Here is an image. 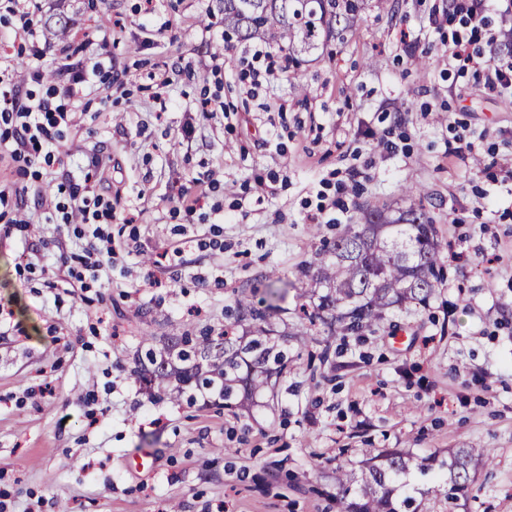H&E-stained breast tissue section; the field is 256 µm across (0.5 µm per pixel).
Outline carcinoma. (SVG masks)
I'll use <instances>...</instances> for the list:
<instances>
[{"label": "carcinoma", "mask_w": 512, "mask_h": 512, "mask_svg": "<svg viewBox=\"0 0 512 512\" xmlns=\"http://www.w3.org/2000/svg\"><path fill=\"white\" fill-rule=\"evenodd\" d=\"M362 0H220L224 30L241 42L264 40L288 53L286 78L299 77L305 57L330 38L350 30ZM361 223L336 238L311 275L317 297L314 318L333 334L373 333L394 309L425 307L435 293L441 244L432 219L420 208L391 211L366 206ZM286 290L270 283L258 309L240 299L233 321L218 338L169 336L165 349L181 366L165 363L149 348L135 358L137 373L153 387L193 402L210 390L224 406L246 400L288 366V353L262 326L279 309ZM490 464L483 448H458L446 459L382 451L365 471L336 469L337 512H419L410 477L417 473L426 493L456 512L480 469Z\"/></svg>", "instance_id": "1"}]
</instances>
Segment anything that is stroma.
Returning a JSON list of instances; mask_svg holds the SVG:
<instances>
[{"label": "stroma", "mask_w": 512, "mask_h": 512, "mask_svg": "<svg viewBox=\"0 0 512 512\" xmlns=\"http://www.w3.org/2000/svg\"><path fill=\"white\" fill-rule=\"evenodd\" d=\"M441 5L366 0L300 85L276 76L253 95L237 67L250 45L225 40L218 0H44L38 56L0 8L24 91L63 103L64 46L115 76L80 86L52 165L0 153V186L23 189L36 219L0 222V512H336V468L382 448L489 449L463 508L512 512V97L449 66L460 24L431 27ZM206 98L225 111L202 114ZM385 130L394 150L377 146ZM460 136L471 158L449 154ZM353 176L362 188L338 210ZM68 181L112 196L108 284H66L74 227L41 205ZM407 184L460 255L441 258L429 305L360 341L310 326L304 270L361 204L412 205ZM271 279L288 291L265 326L288 335L290 360L251 413L151 398L137 350L220 333L226 308ZM306 331L315 342L297 341ZM143 452L153 471L130 467Z\"/></svg>", "instance_id": "35a3bbf8"}]
</instances>
